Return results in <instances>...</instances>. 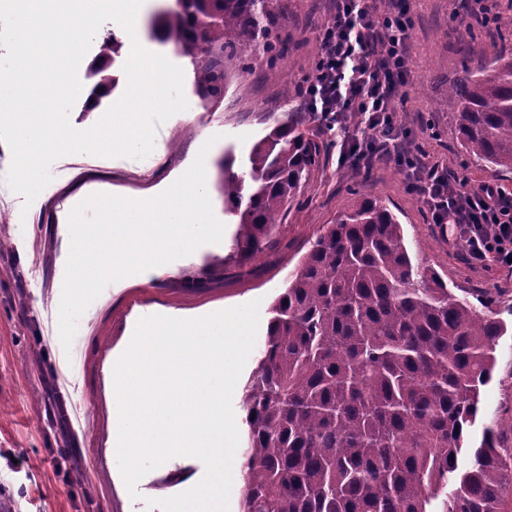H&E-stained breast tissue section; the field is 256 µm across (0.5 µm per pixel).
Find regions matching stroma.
<instances>
[{
	"label": "stroma",
	"instance_id": "stroma-1",
	"mask_svg": "<svg viewBox=\"0 0 512 512\" xmlns=\"http://www.w3.org/2000/svg\"><path fill=\"white\" fill-rule=\"evenodd\" d=\"M176 3L144 0L141 7V43L182 68L189 103L188 110L157 126L147 157H61L50 166L51 182L28 204L6 181L12 152L0 142V501L11 512H160L153 500L200 481L203 463L179 456L145 474L135 492H128L109 443L106 360L118 358L138 320L147 315L194 317L215 306L255 300L260 322H267L289 272L323 226L352 211L360 194L367 192L386 202L403 226L409 251L437 271L454 293L499 290L508 331L499 339L497 364L482 389L468 444L478 446L484 427L495 424L503 447L512 448V277L472 267L462 245L448 242L431 224L426 207L408 190L404 172L393 162L381 160L357 172L339 165L338 150H331L285 206L262 251L244 260L231 247L237 217L220 190L224 156L232 154V170L241 172L251 147L278 123H294L309 137L319 134L316 119L300 110L297 96H284L283 90H294L311 73L330 0H276L277 33L290 42L277 63V77L268 76L265 56L254 52L248 58L250 73L229 70L224 97L215 102L200 100L191 62L152 29V15ZM410 6V77L398 105L400 119L429 161L473 183L494 180L512 187V172L493 171L465 158L457 113L448 98V86L463 67L474 69L512 51V33L478 29L463 53L456 38L465 12L462 0H410ZM128 56V49H121L112 65L116 86L96 108H89L90 90L82 88L69 114L75 129L93 126L122 95ZM429 124L434 127L430 133L425 130ZM208 138L214 144L206 158V188L216 217L225 225L224 248L206 244L168 263L164 271L138 273L132 281L107 285L81 316L71 348H63L59 307L71 210L93 193H161L190 167L200 141Z\"/></svg>",
	"mask_w": 512,
	"mask_h": 512
}]
</instances>
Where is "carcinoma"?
I'll list each match as a JSON object with an SVG mask.
<instances>
[{
  "label": "carcinoma",
  "instance_id": "carcinoma-1",
  "mask_svg": "<svg viewBox=\"0 0 512 512\" xmlns=\"http://www.w3.org/2000/svg\"><path fill=\"white\" fill-rule=\"evenodd\" d=\"M274 0H178L153 19L160 40L194 67L203 100L224 95L227 69L248 72L246 52H288L272 35ZM120 45L103 37L86 79L90 98L115 85ZM463 152L512 171V53L448 87ZM330 145L276 125L241 173L220 189L238 216L234 242L249 258L270 237L284 204ZM499 294L473 303L413 261L396 215L361 197L288 273L274 300L258 367L245 387L243 512H503L512 493V448L485 429L465 447L479 396L507 325Z\"/></svg>",
  "mask_w": 512,
  "mask_h": 512
}]
</instances>
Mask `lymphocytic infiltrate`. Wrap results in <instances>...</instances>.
<instances>
[{
	"label": "lymphocytic infiltrate",
	"mask_w": 512,
	"mask_h": 512,
	"mask_svg": "<svg viewBox=\"0 0 512 512\" xmlns=\"http://www.w3.org/2000/svg\"><path fill=\"white\" fill-rule=\"evenodd\" d=\"M413 26L406 0H394L386 12L376 0H336L319 33L315 67L299 90L301 105L334 135L352 169L385 158L404 170L432 223L463 244L471 265L512 274V190L449 175L412 143L399 118ZM365 129L370 137H362Z\"/></svg>",
	"instance_id": "f902f5d3"
}]
</instances>
